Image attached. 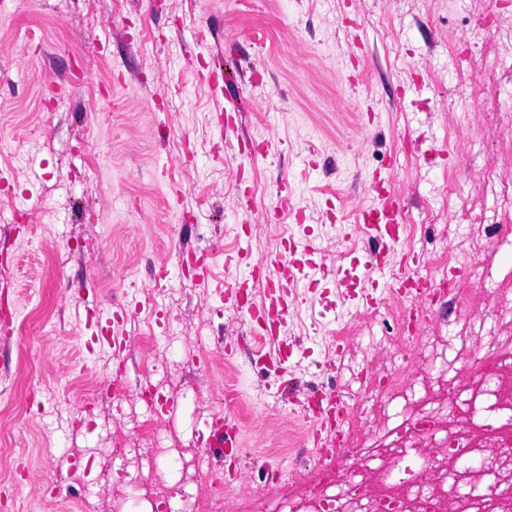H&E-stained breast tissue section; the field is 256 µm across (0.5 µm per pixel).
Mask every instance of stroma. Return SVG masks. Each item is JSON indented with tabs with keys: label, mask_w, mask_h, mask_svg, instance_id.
<instances>
[{
	"label": "stroma",
	"mask_w": 512,
	"mask_h": 512,
	"mask_svg": "<svg viewBox=\"0 0 512 512\" xmlns=\"http://www.w3.org/2000/svg\"><path fill=\"white\" fill-rule=\"evenodd\" d=\"M494 13L478 57L497 84L512 90V68L499 67L512 42V5L503 0H0L11 16L0 28V129L14 149L0 158V214L21 208L28 226L0 222V293L15 308L13 335L0 339V487L24 460L29 483L0 512H147L149 499L181 469L171 449L192 458L206 424L226 399L258 402L284 419L299 413L277 393L274 375L255 364L260 343L225 304L232 276L224 255L238 227L252 225L253 256L272 254L273 230L288 233L293 215L273 211L278 193L305 213L315 261L351 270L347 288L380 294L366 269L365 244L351 239L350 197L363 196L373 172L393 168L404 187L410 225L444 209L460 225L448 248L478 259L486 289L512 280V97L497 105L495 140L475 131L456 143L449 96H470L476 72L449 77L443 65L461 51L464 25ZM361 28L347 34L349 20ZM365 51L366 79L351 87L354 42ZM233 130L222 136L220 122ZM275 149L263 153V144ZM498 159L497 179L476 184L483 142ZM252 150L245 170L237 153ZM496 215L501 229L469 223ZM205 255V271H185L175 254ZM164 305L152 307L156 289ZM301 303L282 326L293 344L284 379L358 389L359 365L377 360L370 320L351 348L313 344L312 315L345 319L331 275L318 288L296 283ZM154 336L153 346L123 350L124 388L113 385V349L98 338ZM205 337L192 357L184 337ZM152 383L166 403L152 426L166 440L162 468L139 490L122 482L107 432L131 433L132 398ZM51 400L44 417L34 406ZM240 459L262 485L271 443L253 422L240 425ZM78 472H71V461Z\"/></svg>",
	"instance_id": "obj_1"
}]
</instances>
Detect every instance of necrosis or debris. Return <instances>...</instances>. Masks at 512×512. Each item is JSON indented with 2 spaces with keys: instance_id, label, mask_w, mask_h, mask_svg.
<instances>
[{
  "instance_id": "1",
  "label": "necrosis or debris",
  "mask_w": 512,
  "mask_h": 512,
  "mask_svg": "<svg viewBox=\"0 0 512 512\" xmlns=\"http://www.w3.org/2000/svg\"><path fill=\"white\" fill-rule=\"evenodd\" d=\"M475 94L479 105L452 104L460 114L459 135L485 124L500 88L488 77ZM458 230L451 225L438 242L425 237L421 243L432 258L427 277L451 263L462 271V282L448 295V309L462 314L472 329L492 314L511 310L512 289L488 294L479 288L478 262L448 249L449 236ZM375 309L407 324V336L391 369L361 366V374L374 381L375 394L357 393L346 436L368 434L375 412L394 404L400 408L395 440L368 451L352 466L343 460L327 464L317 455L297 457L287 470L267 465V478L287 480L291 492L279 501L247 492L248 512H512V336L497 337L493 352L457 368L467 385L449 386L447 397L431 407L419 395L423 380L409 375L416 358L448 363L446 354L431 348L425 305L387 289Z\"/></svg>"
}]
</instances>
